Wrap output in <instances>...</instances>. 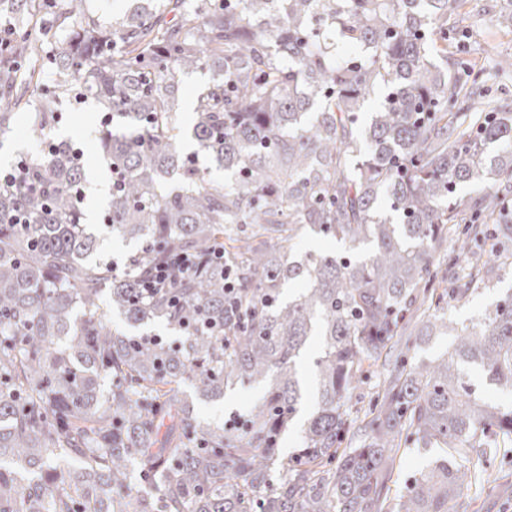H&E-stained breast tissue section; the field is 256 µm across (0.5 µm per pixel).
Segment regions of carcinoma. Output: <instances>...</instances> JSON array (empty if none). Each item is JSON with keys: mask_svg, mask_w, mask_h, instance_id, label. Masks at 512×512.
<instances>
[{"mask_svg": "<svg viewBox=\"0 0 512 512\" xmlns=\"http://www.w3.org/2000/svg\"><path fill=\"white\" fill-rule=\"evenodd\" d=\"M85 4L0 0L15 26L0 130L27 89L44 125L77 95L121 119L99 138L120 180L101 231L140 249L128 274L93 257L84 152L67 140L0 182V512H468L491 477L476 463L512 442V405L485 401L466 368L512 395V291L468 325L445 307L512 271V108L484 105L480 75L448 64L450 0H128L110 29ZM41 10L70 22L53 55L28 34ZM199 71L212 77L185 153L179 94ZM468 183L483 195L460 194ZM309 235L341 250L301 256ZM181 253L193 269L141 298L139 277ZM114 315L136 332H112ZM448 334L440 355H411ZM243 382L263 396L239 435L185 391L216 400ZM403 447L442 455L392 496ZM137 479L160 486L161 509ZM318 347L317 340L315 339L312 343V350L307 354V358L305 361L299 366V370L302 374V378L305 385V395L303 404L301 407V414L307 416L313 410V401L311 397V393L313 391V373L310 363V357L316 352L315 350Z\"/></svg>", "mask_w": 512, "mask_h": 512, "instance_id": "carcinoma-1", "label": "carcinoma"}]
</instances>
